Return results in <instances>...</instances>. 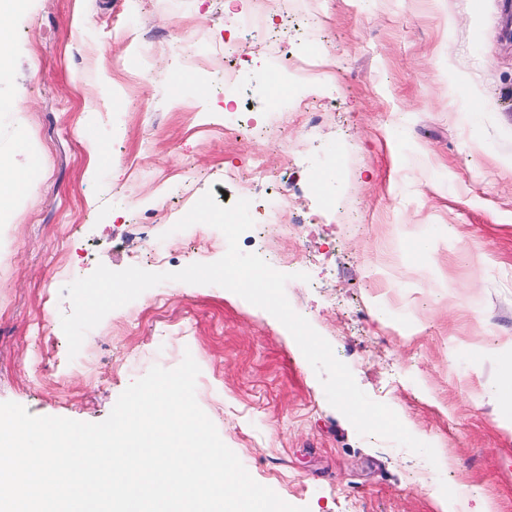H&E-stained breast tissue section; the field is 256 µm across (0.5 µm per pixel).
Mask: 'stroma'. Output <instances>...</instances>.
<instances>
[{"label": "stroma", "mask_w": 512, "mask_h": 512, "mask_svg": "<svg viewBox=\"0 0 512 512\" xmlns=\"http://www.w3.org/2000/svg\"><path fill=\"white\" fill-rule=\"evenodd\" d=\"M25 0L0 17V158L31 187L0 211V402L105 420L151 367L200 368L196 399L258 483L308 512H512V436L489 403L512 344V0ZM257 23L241 27L242 14ZM298 38L300 87L271 38ZM253 48L230 62L225 39ZM258 125L224 124V74ZM268 176L250 180L255 162ZM288 186L279 225L239 239L295 312L437 464L359 435L290 332L218 285L168 281L69 357L64 286L97 265L220 259L211 226L171 234L205 192ZM250 191H243V183ZM318 223L311 232L286 224ZM437 240L429 251L416 240Z\"/></svg>", "instance_id": "1"}]
</instances>
